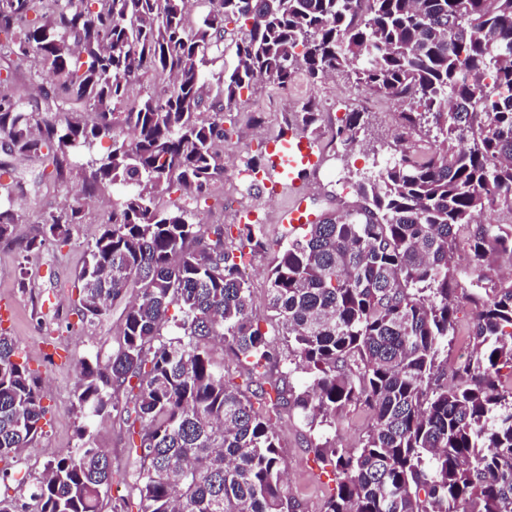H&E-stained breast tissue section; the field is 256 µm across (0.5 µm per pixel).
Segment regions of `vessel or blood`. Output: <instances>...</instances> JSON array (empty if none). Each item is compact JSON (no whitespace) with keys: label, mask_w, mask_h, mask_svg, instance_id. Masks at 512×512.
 <instances>
[{"label":"vessel or blood","mask_w":512,"mask_h":512,"mask_svg":"<svg viewBox=\"0 0 512 512\" xmlns=\"http://www.w3.org/2000/svg\"><path fill=\"white\" fill-rule=\"evenodd\" d=\"M320 165L321 158L306 134L294 133L277 139L267 154L266 169L277 175L280 186L287 188L288 201L277 213L276 223L296 229L315 221V214L307 207L305 180Z\"/></svg>","instance_id":"obj_1"}]
</instances>
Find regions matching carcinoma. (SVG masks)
I'll list each match as a JSON object with an SVG mask.
<instances>
[{"instance_id": "cac0c4a2", "label": "carcinoma", "mask_w": 512, "mask_h": 512, "mask_svg": "<svg viewBox=\"0 0 512 512\" xmlns=\"http://www.w3.org/2000/svg\"><path fill=\"white\" fill-rule=\"evenodd\" d=\"M0 34L20 62L38 47L64 106L60 119L27 107L0 79L5 155L46 176L67 153L86 156L91 187L123 188L73 283L84 326L121 308L117 348L81 364L76 447L44 467L34 512H130L105 501L112 461L93 434L119 409L139 438L138 512H301L272 426L283 408L311 431L371 416L355 448L311 445L338 474L322 512H512V279L483 296L461 287L512 260V0H0ZM230 46L236 65L208 72ZM299 71L393 101L399 149L353 183L347 214L290 228L275 250L267 309L285 356L242 275L245 250H268L262 225L234 240L189 221L186 204L224 177L243 90L286 87ZM148 74L162 89L142 97ZM321 118L307 100L279 136L316 135ZM366 124L349 112L335 138L351 148ZM172 193L181 203L161 206ZM491 211L511 222H484ZM15 221L0 199L1 243ZM84 223L80 205L45 214L24 250L65 244ZM460 297L473 351L450 366ZM217 338L231 374L214 362ZM15 357L0 328L5 462L34 446L46 414L38 376ZM283 361L307 385L269 379Z\"/></svg>"}]
</instances>
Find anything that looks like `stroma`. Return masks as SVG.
<instances>
[{"instance_id": "1", "label": "stroma", "mask_w": 512, "mask_h": 512, "mask_svg": "<svg viewBox=\"0 0 512 512\" xmlns=\"http://www.w3.org/2000/svg\"><path fill=\"white\" fill-rule=\"evenodd\" d=\"M342 86L338 79L314 81L300 73L284 90L267 83L255 90L243 91V111H253L255 103H262V110H255L262 124L257 128L241 125L234 164L242 166L249 159L265 156L267 144L277 137L285 112L311 97L320 101L334 97ZM394 110V104L387 101L368 105V131L347 156L338 160L337 177L323 173L310 177L307 186L316 211L338 210L350 205L353 195L339 194L337 181L354 183L360 175L370 173L376 163L394 153ZM12 165L22 189L13 195L17 242L0 245V328L16 338L19 360L27 362L40 376L46 392L43 404L48 414L36 447L25 449L12 461L8 479L0 483V492L27 503L45 464L76 446L79 420L70 404L81 362L97 355L108 356L117 346V315H110L98 326L82 327L74 305L76 292L72 283L88 244L99 231L98 219L117 200L118 193L107 186L97 188L93 195H83L81 186L86 173L72 164L65 166L64 179L56 186L46 184L40 166L34 161L16 159ZM234 192L247 209L267 217L263 232L270 246L283 242L287 228L275 223L274 217L287 202V193L272 194L257 187L240 189L228 175L223 188H212L206 202L200 206L201 211L213 223L239 224V214L223 205L224 194ZM82 202L89 207L90 221L74 233L69 244L48 247L37 255L21 252L20 242L37 233L43 214ZM271 258L270 251L248 257L244 272L252 292L255 316L262 330L276 341L280 338V329L266 308L265 272ZM273 423L287 468L289 495L301 503L303 512H321L336 484V471L334 467L317 462L308 444L328 439L340 448L356 447L369 424L368 415L347 413L337 418L335 425L315 432L285 410ZM95 443L108 452L112 461L110 497L135 498L136 465L128 457L129 436L119 414H112L99 426Z\"/></svg>"}]
</instances>
